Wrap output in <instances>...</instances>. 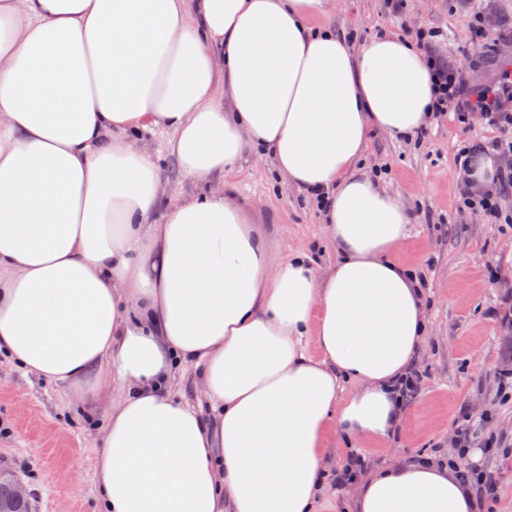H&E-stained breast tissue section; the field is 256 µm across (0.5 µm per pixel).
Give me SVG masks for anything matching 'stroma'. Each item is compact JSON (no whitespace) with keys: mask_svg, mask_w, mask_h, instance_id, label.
I'll return each instance as SVG.
<instances>
[{"mask_svg":"<svg viewBox=\"0 0 512 512\" xmlns=\"http://www.w3.org/2000/svg\"><path fill=\"white\" fill-rule=\"evenodd\" d=\"M483 12L500 51L473 44L471 14ZM324 24L350 32L355 44L404 27L434 31L433 52L478 87L512 69V0H406L402 16L384 0H334ZM496 132L479 118L459 123L442 116L420 143L373 134L362 159L382 173L383 184L408 207L413 221L395 257L425 283L430 333L420 352L421 390L409 403L398 441L367 449L371 465L405 456L448 455L456 422L469 413L477 427L474 447L483 451L479 469L496 472L500 489L494 512H512V358L504 338L512 335V223L491 224L460 204L455 157L466 142L492 141ZM160 133L141 145L157 156L166 183L163 204L194 193L163 151ZM224 191L270 232L276 258L310 252L318 266L336 262L323 212L315 199L288 185L267 156L243 155L224 175ZM115 393L89 401L0 359V471L22 483L32 512H100L95 480L102 424Z\"/></svg>","mask_w":512,"mask_h":512,"instance_id":"obj_1","label":"stroma"}]
</instances>
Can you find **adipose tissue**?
Wrapping results in <instances>:
<instances>
[{"instance_id":"1","label":"adipose tissue","mask_w":512,"mask_h":512,"mask_svg":"<svg viewBox=\"0 0 512 512\" xmlns=\"http://www.w3.org/2000/svg\"><path fill=\"white\" fill-rule=\"evenodd\" d=\"M332 7L0 0V355L81 398L119 390L96 462L105 512H314L326 434L378 444L405 421L427 303L392 256L410 213L361 158L374 131L429 127L437 88L412 38L352 48L319 22ZM146 130L200 186L160 219ZM249 151L325 193L332 268L274 261L217 185ZM186 365L211 414L171 392ZM351 504L482 512L455 463L415 457L371 468Z\"/></svg>"}]
</instances>
